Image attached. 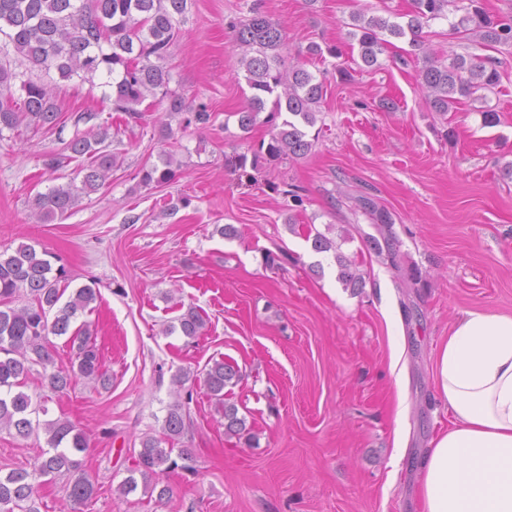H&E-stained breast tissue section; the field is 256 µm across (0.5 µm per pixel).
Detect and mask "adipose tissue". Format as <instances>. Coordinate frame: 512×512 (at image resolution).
Returning a JSON list of instances; mask_svg holds the SVG:
<instances>
[{"mask_svg": "<svg viewBox=\"0 0 512 512\" xmlns=\"http://www.w3.org/2000/svg\"><path fill=\"white\" fill-rule=\"evenodd\" d=\"M436 389L452 420L420 464L424 512H512V314L463 312Z\"/></svg>", "mask_w": 512, "mask_h": 512, "instance_id": "1", "label": "adipose tissue"}]
</instances>
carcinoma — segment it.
<instances>
[{
    "instance_id": "cac0c4a2",
    "label": "carcinoma",
    "mask_w": 512,
    "mask_h": 512,
    "mask_svg": "<svg viewBox=\"0 0 512 512\" xmlns=\"http://www.w3.org/2000/svg\"><path fill=\"white\" fill-rule=\"evenodd\" d=\"M412 0L407 21L400 23L372 16L360 25L359 57L364 66L378 67L389 38H406L420 49L423 28L430 20L448 19V35L456 39L475 37L487 48L512 45V17L487 12L481 0ZM188 0H0V36L14 54L33 68L55 72L61 80L78 77L90 83L98 76L111 93L113 110L127 115V122H138L137 109L147 97L167 104L166 111L179 117V126L204 125L210 120L206 106L196 107L181 92L170 87L171 69L166 65L169 49L184 23ZM464 11L458 19L449 15ZM249 18L230 24L234 46L244 51L246 82L253 91L249 108L239 113V126L247 130L265 110L267 97H274L273 108L265 118L271 127L270 140L252 149V160L239 154L231 162L241 170L246 163L257 168L263 162L300 159L312 149L306 128L316 123L315 112L324 95V85L313 73L299 65L284 66L281 50L285 34L281 25L253 6ZM499 64L486 57L455 54L448 62L425 58L419 71L420 85L430 108L448 114L462 98L471 99L479 92H491L500 82ZM61 111L45 83L23 79L0 62V138L3 131L19 136L25 131L53 129L60 124ZM108 132L76 134L60 153L44 156L43 164L57 171L71 160H82L76 174L63 184L54 185L35 196L32 208L43 222L62 219L83 196L98 191L107 174L116 166L117 156L105 145ZM179 168L172 158L162 159V166L143 171L139 185H162L175 180ZM362 208L375 224L390 227V215L365 200ZM318 253H335L338 280L347 288L364 286L362 273L348 260L336 243L320 232L312 237ZM54 254L22 243L12 252H0V429L15 430L25 437L33 430L34 419L45 407L21 390L25 380L38 365L43 369L45 387L60 393L77 378L104 381L98 349L92 340L90 324L75 325L79 314L97 298L89 285L77 288L69 300L61 299L70 284L65 265L53 266ZM25 297L28 304L12 303ZM181 334L194 339L201 335L205 319L190 306L177 317ZM66 336L74 350L70 367L55 365L49 336ZM241 374L237 365L222 359L213 361L204 383L217 408L224 416V433L239 436L245 431V419L235 405L225 402L226 388L234 387ZM192 393L185 401L171 404L161 425V436L148 435L134 456V464L118 487L122 495L138 489V481L157 487L163 474L179 468L178 460L190 459L182 452L171 457L168 445L187 430ZM48 450L30 471L14 469L0 475V512H38L35 496L44 477L69 476L67 495L74 510L85 505L95 493V486L84 475L78 455L89 447L86 435L70 420L58 418L45 423Z\"/></svg>"
}]
</instances>
